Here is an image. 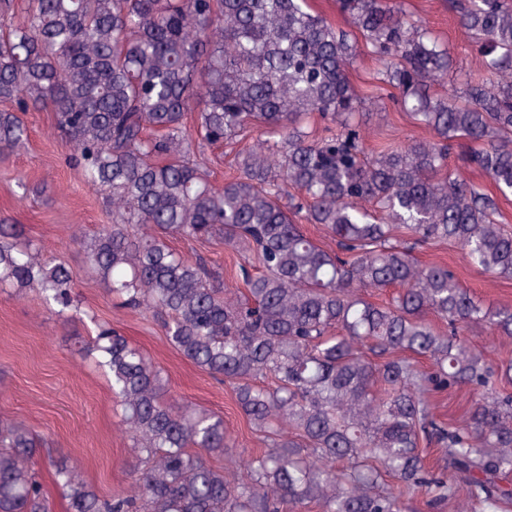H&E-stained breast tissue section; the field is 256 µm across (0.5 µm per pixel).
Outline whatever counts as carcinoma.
I'll return each instance as SVG.
<instances>
[{"label":"carcinoma","instance_id":"1","mask_svg":"<svg viewBox=\"0 0 512 512\" xmlns=\"http://www.w3.org/2000/svg\"><path fill=\"white\" fill-rule=\"evenodd\" d=\"M0 0V154L49 109V140L111 223L81 241L123 308L228 384L260 447H233L224 419L167 396V380L109 322L78 353L107 372L116 430L139 455L102 495L48 458L66 512H443L512 504V360L476 329L512 339V305L471 296L446 264L453 243L512 278V0H448L480 64L415 19L406 0ZM377 69L364 91L351 68ZM387 98L427 132L375 149L363 112ZM236 150L224 182L214 149ZM485 176L467 180L448 159ZM318 224L336 249L301 229ZM0 222V287L77 309L71 269ZM173 240L240 256L226 281ZM378 300H373V297ZM435 320H430L429 316ZM479 394L459 424L438 391ZM41 438L0 420V512H55L35 469Z\"/></svg>","mask_w":512,"mask_h":512}]
</instances>
